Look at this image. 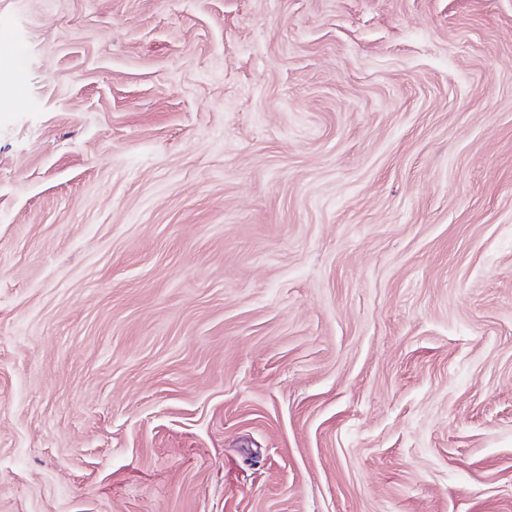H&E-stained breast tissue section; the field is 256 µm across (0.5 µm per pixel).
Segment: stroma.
Masks as SVG:
<instances>
[{"label":"stroma","mask_w":512,"mask_h":512,"mask_svg":"<svg viewBox=\"0 0 512 512\" xmlns=\"http://www.w3.org/2000/svg\"><path fill=\"white\" fill-rule=\"evenodd\" d=\"M0 25V512H512V0Z\"/></svg>","instance_id":"stroma-1"}]
</instances>
